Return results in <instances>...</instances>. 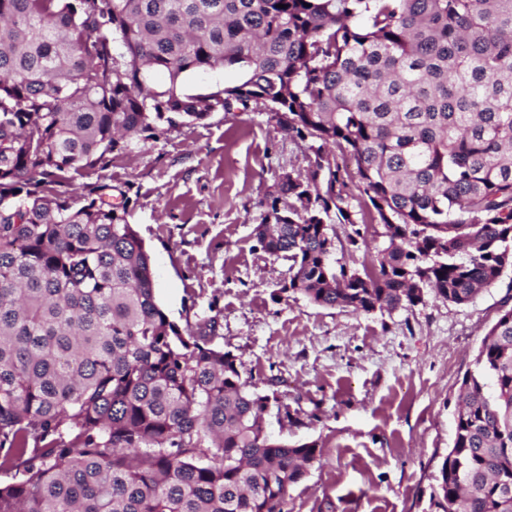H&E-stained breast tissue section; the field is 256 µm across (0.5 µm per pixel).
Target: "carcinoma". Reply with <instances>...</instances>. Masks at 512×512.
Returning <instances> with one entry per match:
<instances>
[{
	"label": "carcinoma",
	"instance_id": "carcinoma-1",
	"mask_svg": "<svg viewBox=\"0 0 512 512\" xmlns=\"http://www.w3.org/2000/svg\"><path fill=\"white\" fill-rule=\"evenodd\" d=\"M236 67L209 93L197 70ZM153 69L170 84L147 83ZM262 100L319 142L255 227L281 291L370 313L469 303L512 269V0H0V512H282L320 455L158 305L125 192L135 135ZM356 166L351 210L332 148ZM375 211L372 273L335 258ZM512 308L462 382L435 512H512ZM241 80L239 71L231 68L199 71L183 78L182 88L189 93H206L224 86H232Z\"/></svg>",
	"mask_w": 512,
	"mask_h": 512
}]
</instances>
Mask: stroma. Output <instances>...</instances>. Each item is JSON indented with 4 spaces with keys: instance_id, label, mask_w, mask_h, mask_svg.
<instances>
[{
    "instance_id": "stroma-1",
    "label": "stroma",
    "mask_w": 512,
    "mask_h": 512,
    "mask_svg": "<svg viewBox=\"0 0 512 512\" xmlns=\"http://www.w3.org/2000/svg\"><path fill=\"white\" fill-rule=\"evenodd\" d=\"M312 144L252 101L133 140L105 175L128 192L170 320L214 323V344L270 398L268 432L320 449L283 512H431L463 378L512 308V270L461 306L429 292L407 310L358 314L282 292L290 262L258 247L254 228L282 176H306ZM347 232L337 225V259L373 268L381 225L354 246Z\"/></svg>"
}]
</instances>
